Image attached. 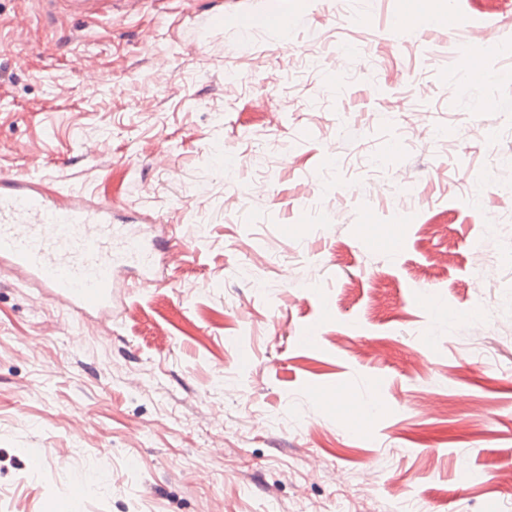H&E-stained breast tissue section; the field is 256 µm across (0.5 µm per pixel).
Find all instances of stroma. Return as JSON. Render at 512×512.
<instances>
[{"instance_id": "obj_1", "label": "stroma", "mask_w": 512, "mask_h": 512, "mask_svg": "<svg viewBox=\"0 0 512 512\" xmlns=\"http://www.w3.org/2000/svg\"><path fill=\"white\" fill-rule=\"evenodd\" d=\"M471 2L0 0V171L188 244L109 321L0 270V512H512V5ZM384 8L455 16L489 78ZM282 9L290 57L223 20ZM39 2L48 15L63 11L70 16L91 18L110 9L114 22L121 21L131 12L129 5L139 3L141 0H39ZM492 51L487 48L483 54L464 55L462 58V71L469 82H483L489 77L485 65V56Z\"/></svg>"}]
</instances>
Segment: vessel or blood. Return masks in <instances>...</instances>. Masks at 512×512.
Returning a JSON list of instances; mask_svg holds the SVG:
<instances>
[{"label": "vessel or blood", "mask_w": 512, "mask_h": 512, "mask_svg": "<svg viewBox=\"0 0 512 512\" xmlns=\"http://www.w3.org/2000/svg\"><path fill=\"white\" fill-rule=\"evenodd\" d=\"M46 14L60 12L90 18L111 11L122 20L135 0H40ZM386 27L392 32L413 29L439 31L456 38L454 20L438 24L434 16L395 14ZM468 81H485L489 72L484 55L462 58ZM118 206L84 193L51 195L44 184L25 174H0V267L20 273L35 283L42 296L63 302L83 314L111 316L124 307L126 270L139 268L140 287L153 284L155 265H170L181 256L168 245L163 257L140 226L115 218Z\"/></svg>", "instance_id": "vessel-or-blood-1"}]
</instances>
